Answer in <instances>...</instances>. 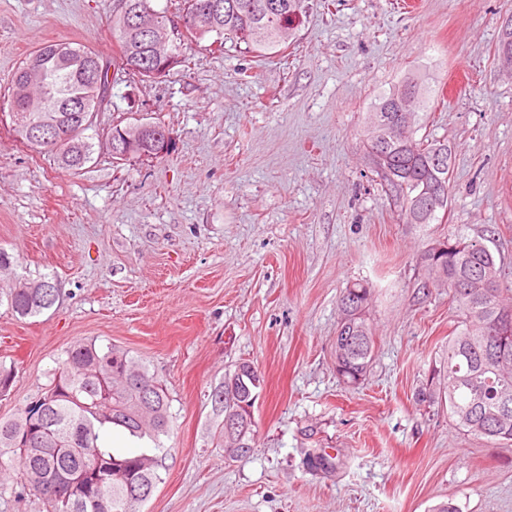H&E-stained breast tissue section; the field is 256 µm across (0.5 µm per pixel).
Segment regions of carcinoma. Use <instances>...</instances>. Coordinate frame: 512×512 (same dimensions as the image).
I'll return each mask as SVG.
<instances>
[{
  "label": "carcinoma",
  "mask_w": 512,
  "mask_h": 512,
  "mask_svg": "<svg viewBox=\"0 0 512 512\" xmlns=\"http://www.w3.org/2000/svg\"><path fill=\"white\" fill-rule=\"evenodd\" d=\"M117 2L112 14L117 50L112 65L105 66L112 70V82H100L95 64L102 58L96 51L62 41L43 44L11 77L14 88L36 76L38 94L46 105L32 112L26 100L11 93L7 114H21L29 123H53L55 139L32 141L18 125L13 131L24 144L53 157L68 171H79L93 160L95 135L89 133L91 127L69 117L62 105L80 101L94 112L108 104L111 85L152 82L147 72L134 68L150 50L147 39L130 26L129 15L154 7V0ZM308 9L309 0H180L175 17L184 21V28L170 46L171 68H188L186 45L206 39L219 51L230 39L249 52H278L288 46L293 32L284 20L299 18ZM408 94L416 98L419 109L428 110L429 90L417 77L408 76L393 85L369 113L366 152L375 171L384 172L382 187L395 211L412 223V199L424 188L437 186L445 202L427 218L431 224L439 220L438 211L448 207V145L426 137L415 139V112L404 137L391 134V127L405 122L399 104ZM437 156L444 158L440 167L433 164ZM452 239L464 243L462 251L434 255L429 245L420 255L426 275L421 288L447 289L459 320L419 398L430 405L448 404V418L467 433L490 441H512V339L507 343L509 359L500 363L501 345L490 335V325L503 312L512 313V301L506 299L512 288L504 287L506 273L485 244L461 235ZM489 267L498 275V287L490 294L478 287L480 274ZM55 297L56 292L45 293L36 281L21 282L10 289L7 301L24 318L51 308ZM370 300V289L355 282L345 288L338 303V325L348 330L347 335L338 336L336 372L351 386L366 376L374 356V336L366 317ZM133 371L153 387L147 405L139 389L127 381ZM169 418L167 391L142 361L116 346L80 342L67 351L43 395L27 404L17 418L0 421V469L1 457L10 455L48 512H138L162 481V457L157 451L163 449L160 436L168 434ZM106 427H121L133 437L148 438L156 452L128 455L106 449L100 443Z\"/></svg>",
  "instance_id": "cac0c4a2"
}]
</instances>
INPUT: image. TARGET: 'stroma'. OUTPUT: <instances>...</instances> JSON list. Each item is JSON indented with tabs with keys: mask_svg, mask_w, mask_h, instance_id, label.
I'll return each mask as SVG.
<instances>
[{
	"mask_svg": "<svg viewBox=\"0 0 512 512\" xmlns=\"http://www.w3.org/2000/svg\"><path fill=\"white\" fill-rule=\"evenodd\" d=\"M115 0H0V94L47 41L111 59ZM512 0H335L303 16L286 54L192 43L188 70L141 85V118L172 151L76 173L0 122V247L15 282L48 278L55 305L0 304L14 364L0 420L45 392L79 341L144 361L170 394L161 483L140 512H512V443L457 430L417 393L457 323L441 288L421 299L419 257L450 233L512 274V73L494 51ZM414 74L438 90L418 136L447 143L442 223L397 216L372 175L364 125ZM372 290L374 360L350 387L335 368L338 300ZM261 371L253 448L225 456L224 372ZM0 512H46L18 468Z\"/></svg>",
	"mask_w": 512,
	"mask_h": 512,
	"instance_id": "35a3bbf8",
	"label": "stroma"
}]
</instances>
